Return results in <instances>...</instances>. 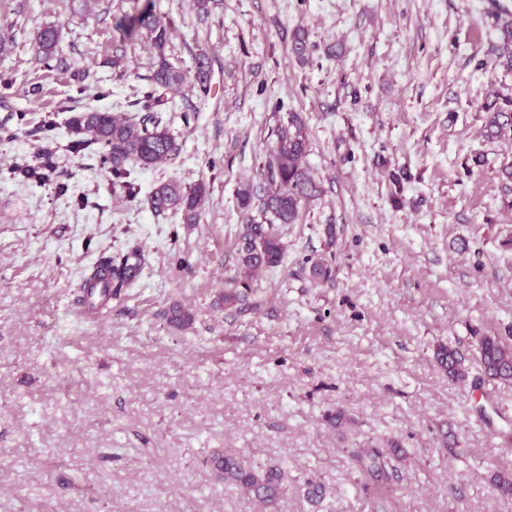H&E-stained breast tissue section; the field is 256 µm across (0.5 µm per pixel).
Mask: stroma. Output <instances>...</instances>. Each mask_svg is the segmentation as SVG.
<instances>
[{
	"mask_svg": "<svg viewBox=\"0 0 512 512\" xmlns=\"http://www.w3.org/2000/svg\"><path fill=\"white\" fill-rule=\"evenodd\" d=\"M168 58L212 59L208 95H172L181 155L132 174L126 199L96 154L68 149V120L123 112L149 83L146 39L112 67L134 0H0V512H260L208 464L229 452L279 467L278 512H375L362 448L398 446L382 476L395 512H512V381L485 377L482 336L512 345V143L488 141L478 107L512 97L504 14L512 0H154ZM62 33L50 63L33 34ZM302 30L308 62L290 51ZM306 121L322 196L282 225L279 267L225 305L237 272L236 189L261 187L270 132ZM56 123L53 136L41 129ZM53 152L54 183L13 168ZM406 173L395 185L391 172ZM174 180L210 189L196 224L146 197ZM66 184L58 193L55 182ZM336 227L328 243L324 225ZM139 247L135 284L97 313L78 289L98 259ZM332 277L312 285L307 257ZM190 308L185 329L168 319ZM464 358L449 380L438 347ZM343 411L341 425L331 416ZM325 488L321 504L307 481Z\"/></svg>",
	"mask_w": 512,
	"mask_h": 512,
	"instance_id": "stroma-1",
	"label": "stroma"
}]
</instances>
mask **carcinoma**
Instances as JSON below:
<instances>
[{
  "label": "carcinoma",
  "instance_id": "1",
  "mask_svg": "<svg viewBox=\"0 0 512 512\" xmlns=\"http://www.w3.org/2000/svg\"><path fill=\"white\" fill-rule=\"evenodd\" d=\"M170 25V20L155 10L153 0H146L143 7L122 16L116 25L122 32V40H134L143 35L153 50L150 89L144 100L138 102L144 114L128 115L91 107L69 121L74 136L70 151L78 155L97 147L103 164L112 171L113 185L128 194L134 193L132 184L126 181L131 166L151 167L178 157L182 151V142L168 126L166 113L172 100L167 94L186 84L204 95L211 90L212 66L207 54L197 56L191 72L169 61L166 49ZM60 41L61 31L57 28L45 26L38 29L33 41L37 57L50 61ZM292 53L300 61L307 59L310 45L306 34L294 33ZM481 112L484 113V130L488 139L512 141V98L491 92L481 105ZM272 135L273 140L258 165L264 185L262 194H256L249 183L242 184L236 191L237 205L245 224L238 247L235 287L224 291L226 305L242 301L244 291L250 289L255 275L282 263L286 246L279 225L296 223L301 211L320 195L319 187L303 164L309 152V141L302 117L296 112L288 113V120L277 124ZM207 197L208 189L203 182L183 187L175 181H168L153 189L148 203L157 215L179 213L184 223L196 224ZM142 260V252L137 247L117 256L101 258L80 285L86 309L103 308L122 291L132 287L140 274ZM303 269L315 284L328 280L333 272L329 261L323 258H306ZM436 361L448 374V379L456 381L465 377L462 360L455 350L439 347ZM480 362L487 378L512 381V347L499 337H482ZM355 458L361 467L378 478L382 476L385 460L379 449L373 448L362 455L357 453ZM212 464L224 476V483L237 487L252 498L262 512H276L285 493L281 471L276 468L255 470L232 453L213 458Z\"/></svg>",
  "mask_w": 512,
  "mask_h": 512
}]
</instances>
